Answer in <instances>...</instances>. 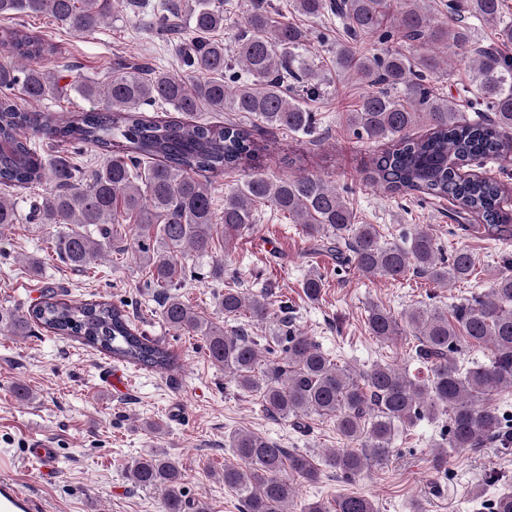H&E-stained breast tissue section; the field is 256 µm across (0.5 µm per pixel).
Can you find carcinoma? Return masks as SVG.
Masks as SVG:
<instances>
[{
  "mask_svg": "<svg viewBox=\"0 0 512 512\" xmlns=\"http://www.w3.org/2000/svg\"><path fill=\"white\" fill-rule=\"evenodd\" d=\"M226 0H159L154 27L177 42L182 73L140 63H119L100 82L61 77L41 65L52 44L21 24L0 33V185H48L30 205L37 228L55 225L51 243L59 260L76 273L95 268L112 250L130 247L150 270L158 289L160 314L171 328L204 339L211 362L236 386L258 392L267 412L298 428L316 414L336 421L345 448L326 452L324 464L346 476L370 462L389 458L396 432L425 416H448V447H483L490 439L512 445V432L490 396L512 388V262L492 278L484 292L452 310L413 304L401 316L373 305L367 318L372 337L392 341L415 337L414 357L427 371L420 379L405 370L376 363L370 368L340 366L319 344L295 330L284 312L273 309L272 285L255 294L225 286L217 308L226 318L245 316L248 327L226 328L186 303L179 289L197 277L189 260L207 262L209 277L224 280V259L213 251L212 229L220 225L224 252L257 223L267 207L300 224L306 236L336 253L369 279L399 280L414 271L447 287L468 279L475 261L459 249L446 256L427 227L415 228L409 244L381 240L374 225L360 224L335 186L306 174L270 178L255 174L224 193L215 207L200 177L223 173L250 160L256 151L255 128L263 125L312 136L320 119L307 102L319 97L326 77L315 63L311 41L324 40L318 29L300 26L272 11L269 0H248L243 27L234 45L215 34L228 20ZM294 13L316 22L334 21L343 32L336 45V69L353 73L366 91L347 113L350 135L361 142H386L371 159L366 181L389 195L415 192L447 200L471 215L493 237H508L512 217L504 204L512 188L495 177L468 174L473 161H502L512 153V15L505 0H448V24L435 22L418 0H291ZM47 14L68 30L92 35L112 18V0H0V16ZM495 26L496 41L478 36V25ZM381 52L368 55L364 43ZM469 63V84L459 95L468 100L469 117L457 100L438 92L436 83L451 76V59ZM74 90L94 104L61 122L37 109L44 100ZM167 104L181 120H155L145 107ZM200 112H228L217 126L196 118ZM429 131L412 134L420 118ZM72 145L73 155H44L32 139ZM90 147L105 156L81 167L74 156ZM18 202L0 197V230L19 223ZM131 222L132 242L114 227ZM324 279L311 271L302 282L304 296L319 300ZM272 324L271 336L285 343L283 356L262 355L248 328ZM43 328L75 336L112 359L158 374L175 360L160 341L139 332L124 306L107 301L73 302L49 289L22 315L0 304V335L33 336ZM488 350L483 361L461 367V343ZM238 464L224 466V487L237 493L242 512H288L295 488L282 477L289 470L315 481L320 464L259 433L238 430L228 441ZM135 485L164 490V512H209L204 502L183 499L184 472L161 454L135 459L127 468ZM301 512H376L358 495L331 503L313 501Z\"/></svg>",
  "mask_w": 512,
  "mask_h": 512,
  "instance_id": "1",
  "label": "carcinoma"
}]
</instances>
